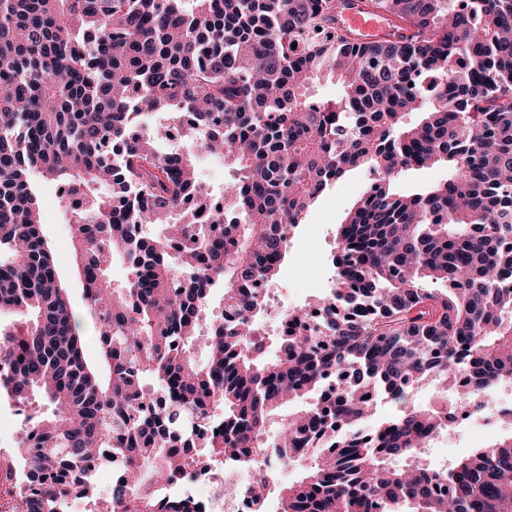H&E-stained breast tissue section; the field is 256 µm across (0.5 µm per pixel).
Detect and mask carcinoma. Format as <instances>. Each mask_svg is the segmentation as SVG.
<instances>
[{
	"instance_id": "obj_1",
	"label": "carcinoma",
	"mask_w": 512,
	"mask_h": 512,
	"mask_svg": "<svg viewBox=\"0 0 512 512\" xmlns=\"http://www.w3.org/2000/svg\"><path fill=\"white\" fill-rule=\"evenodd\" d=\"M361 3L396 34L358 41L336 25L342 0H0V317H13L0 321V395L43 406L12 450L23 469L4 476L30 487L11 512L95 500L102 448L120 470L92 512H197L158 488L229 459L255 466L268 417L314 393L280 432L300 479L269 474L255 499L279 512H512V434L437 467L419 448L443 416L408 401L461 367L473 393L512 379V0ZM321 78L342 97L314 100ZM158 113L233 172L223 207L194 154L159 152ZM433 166L448 178L396 192L403 172ZM359 168L377 178L337 229L332 288L288 313L269 358L255 282L278 275L285 228ZM40 180L93 201L71 247L95 360ZM160 223L186 255L146 232ZM115 254L129 263L120 284ZM216 288L224 314L203 327ZM380 391L399 412L370 426Z\"/></svg>"
}]
</instances>
